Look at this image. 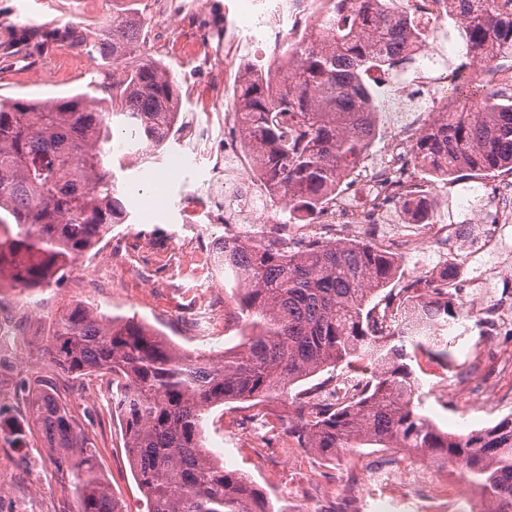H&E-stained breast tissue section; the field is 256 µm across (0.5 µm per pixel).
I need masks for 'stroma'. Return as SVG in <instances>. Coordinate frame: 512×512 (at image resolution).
<instances>
[{
    "instance_id": "35a3bbf8",
    "label": "stroma",
    "mask_w": 512,
    "mask_h": 512,
    "mask_svg": "<svg viewBox=\"0 0 512 512\" xmlns=\"http://www.w3.org/2000/svg\"><path fill=\"white\" fill-rule=\"evenodd\" d=\"M190 5L191 0H0V99L45 101L92 92L103 69L99 54L87 41L72 45L55 41L54 35L72 26L87 37L113 14L128 13L145 21L131 65L149 60L166 68L178 90L179 123L197 121L210 127L214 139H222L224 99L233 96L239 73L260 64L261 58L250 44L242 46L230 71L220 65L204 68L186 57L185 48L198 35L177 9ZM248 8L247 0H209L204 15L214 48L222 46L225 19L246 26ZM179 151L198 155L194 171L187 180L156 190L167 157ZM123 164L119 178L128 188L127 222L113 225L61 284L1 296L0 312L15 328L16 351L7 370H18L31 381L43 376L53 380L59 395L86 420L101 470L123 512H146V498L112 412L108 381L92 377L78 382L56 371L45 350L50 319L71 303H94L105 312L143 320L183 351L219 356L239 341L237 304L233 277L207 262L213 241L223 238L225 227L209 221L206 152L196 151L176 132L160 147L130 145ZM504 178L501 171L456 180L432 178L438 199L435 219L447 224L464 211L481 219L487 201L476 191V183L488 186ZM448 259L465 265L457 286L472 316L452 348L449 364L420 357L422 411L441 429L465 433L512 414V401L507 398L499 411L487 413L466 395L448 391V379L470 359L511 346L512 335H492L486 324L490 299L471 281L482 257L470 259L460 252ZM296 422L285 396L218 405L203 414V444L215 461L254 481L275 506L289 512H304L312 504L322 512H376V499L390 480L374 470L381 460L396 472L430 466L435 482H447L457 473L451 464L413 458L397 448H363L326 460L293 441L290 429ZM0 458L14 461L18 468L4 492L22 512H73V494L63 489L39 441L16 448L0 435Z\"/></svg>"
}]
</instances>
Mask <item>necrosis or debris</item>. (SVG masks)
<instances>
[{"instance_id":"4bbe7bcc","label":"necrosis or debris","mask_w":512,"mask_h":512,"mask_svg":"<svg viewBox=\"0 0 512 512\" xmlns=\"http://www.w3.org/2000/svg\"><path fill=\"white\" fill-rule=\"evenodd\" d=\"M452 0H402L401 12L414 34L411 48L417 57L409 68L397 73L390 84L396 99L416 103L421 112L447 111V69L441 59L448 50L444 30ZM329 11L328 0H269L266 8L256 17L253 28L269 53L271 62L277 63L276 82L293 85L297 82L298 67L293 56L285 55V42L300 43L318 38L313 19ZM243 117L235 105L224 107V155L219 163L223 171L207 183V197L213 213L222 215L228 224L262 225L272 223L276 213L288 209L291 202L282 196L270 199L256 191L258 179L254 166L239 163L242 148ZM420 131L414 125H389L383 128L380 157H367L360 161L354 173L348 174L344 186L313 221L300 225L295 239L311 234L315 226L323 225L330 235L345 237L370 232L378 236L380 246L412 252L431 243L444 251H454L462 230L456 224H438L431 210L404 211L401 207L406 196H427L412 155ZM492 207L487 224L474 254L498 256L501 252L500 229L512 223V180L497 183L488 193ZM399 223L396 233L381 235L380 227Z\"/></svg>"}]
</instances>
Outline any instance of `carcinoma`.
Masks as SVG:
<instances>
[{
	"mask_svg": "<svg viewBox=\"0 0 512 512\" xmlns=\"http://www.w3.org/2000/svg\"><path fill=\"white\" fill-rule=\"evenodd\" d=\"M465 49L486 58L512 54V0H459ZM142 37L136 18L118 13L95 35L94 50L112 61L98 84L111 108L88 94L37 103L0 99V280L21 291L59 284L69 266L101 243L128 214L124 184L106 159L113 128L159 147L178 121L167 73L153 63L122 67ZM407 34L379 0H354L343 25L294 49L299 86L272 85L248 68L234 90L244 117L245 149L264 185L298 208L319 211L342 175L371 147L381 108L363 73L395 67ZM456 99L482 96L475 112L431 121L413 152L422 173H512V97L456 76ZM224 262L239 291L240 342L218 359L187 354L133 317L78 303L53 319L51 363L63 373L106 376L112 409L147 512H283L241 474L214 462L202 444L208 406L284 395L342 367V397L319 400L318 388L293 398L301 448L336 457L358 448H403L454 462L480 489V512H512V417L467 433H448L421 413L418 355L448 362V324L467 315L439 280L410 282L384 306L372 304L399 264L357 240L311 236L296 244L274 230L259 239L224 238ZM387 319L398 335L378 332ZM33 426L13 424L18 448L36 428L55 471L72 489L75 512H123L100 475L83 422L48 385L28 392Z\"/></svg>",
	"mask_w": 512,
	"mask_h": 512,
	"instance_id": "1",
	"label": "carcinoma"
}]
</instances>
